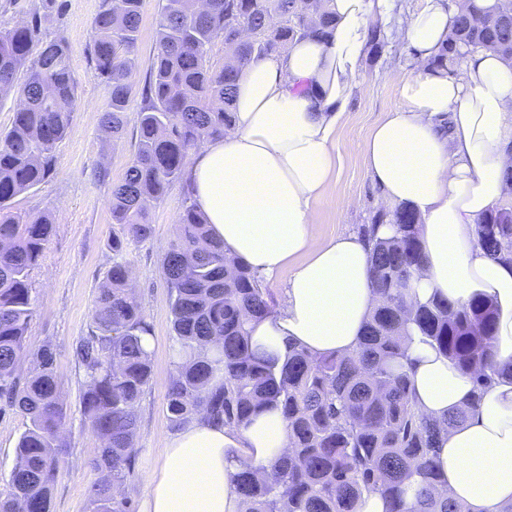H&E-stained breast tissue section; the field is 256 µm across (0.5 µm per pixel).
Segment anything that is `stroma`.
<instances>
[{
    "instance_id": "obj_1",
    "label": "stroma",
    "mask_w": 512,
    "mask_h": 512,
    "mask_svg": "<svg viewBox=\"0 0 512 512\" xmlns=\"http://www.w3.org/2000/svg\"><path fill=\"white\" fill-rule=\"evenodd\" d=\"M63 2L61 12L44 20L43 26L49 33L63 36L71 47L79 104L71 114L68 133L56 150L53 174L36 189L17 197L14 207L35 215L48 213L55 220L41 266L33 275L34 315L26 338L28 352H36L47 342L56 348L61 398L67 408L65 434L70 447L56 477L51 512H92L89 488L96 475L87 460L100 442L81 413L82 386L73 352L80 336L88 330L95 292L112 259L111 190L134 154L141 90L157 46L158 0H145L133 90L125 131L118 140L101 126L108 98L92 69L90 47L98 0ZM409 73L407 51L399 41L387 35L377 45L369 46L336 132V178L314 207L317 238L357 233L363 225L375 223L380 217V190L367 174L362 144L376 123L402 107L400 82ZM101 170L107 171V180L98 179ZM183 201V189L176 184L163 201L150 203L153 238L130 247L127 253L131 280L153 338L152 380L137 405L136 461L128 484V492L138 506L149 492L146 476L158 468L164 439L171 432L166 393L176 342L163 256L175 237ZM24 429L23 416L0 402L2 496L10 491L15 448Z\"/></svg>"
}]
</instances>
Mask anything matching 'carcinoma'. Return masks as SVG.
Here are the masks:
<instances>
[{"mask_svg": "<svg viewBox=\"0 0 512 512\" xmlns=\"http://www.w3.org/2000/svg\"><path fill=\"white\" fill-rule=\"evenodd\" d=\"M41 2L28 21L0 22V98H16L12 125L0 132V399L27 420L0 512H50L56 472L69 447L52 345L37 350L35 371L20 383L32 274L53 222L14 210V199L55 170V150L78 102L70 47L41 26L62 4ZM144 2L98 0L93 22L94 77L109 99L102 126L117 139L125 128ZM298 2L159 0L157 51L142 93L134 158L112 185V223L118 225L112 264L88 333L76 345L82 416L101 442L88 461L97 474L95 512H134L125 485L134 472L137 404L152 380L151 353L143 345L151 327L130 284L127 249L153 238L149 202L163 200L171 185L184 181L190 153L231 127L241 68L297 39L329 36L330 0H310L311 10ZM479 48L512 59V10L502 5L478 12L465 0L433 63L449 65L448 75L457 77L458 60ZM388 223L395 228L390 237H375V224L363 230L375 239L371 277L380 303L356 349L317 356L290 343L282 354L260 352L251 344L249 324L273 309L271 293L247 266L226 261L224 242L210 234L206 217L185 196L178 234L163 258L177 343L167 419L174 429L196 415L242 429L265 411L281 413L285 452L268 467L239 460L236 490L246 512H358L359 501L371 494L384 501V512H470L438 494L444 479L435 443L476 410L492 383L512 376V361L497 360L498 312L482 294L462 305L436 296L413 300L408 283L423 260L419 217L401 208ZM477 240L489 256L512 266V206L486 215ZM414 333L473 381L470 402L444 421L416 405L408 345Z\"/></svg>", "mask_w": 512, "mask_h": 512, "instance_id": "carcinoma-1", "label": "carcinoma"}]
</instances>
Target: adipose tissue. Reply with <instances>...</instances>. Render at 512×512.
I'll return each instance as SVG.
<instances>
[{"label": "adipose tissue", "instance_id": "1", "mask_svg": "<svg viewBox=\"0 0 512 512\" xmlns=\"http://www.w3.org/2000/svg\"><path fill=\"white\" fill-rule=\"evenodd\" d=\"M387 0H330V38L307 37L287 52L252 59L239 73L234 122L204 143L186 167L191 197L227 260L247 265L283 300L251 324L255 345L315 354L356 349L371 314L369 246L357 234L316 238L312 208L329 186L336 129L354 90L369 25ZM457 8L422 0L398 18L414 75L401 83L405 108L376 124L363 145L386 212L420 217L421 267L410 282L418 301L463 304L484 294L498 309L496 346L512 359V269L477 243L476 226L512 198V63L476 50L454 78L433 60L448 42ZM412 382L422 413L444 418L465 406L472 383L420 336H412ZM279 412L236 430L195 418L167 438L148 477L143 512H244L234 489L238 460L269 465L285 449ZM436 459L449 500L471 512L512 504V380L487 388L478 408L442 434Z\"/></svg>", "mask_w": 512, "mask_h": 512}]
</instances>
